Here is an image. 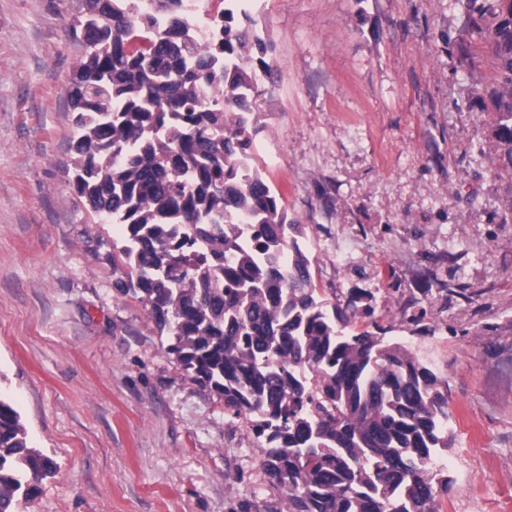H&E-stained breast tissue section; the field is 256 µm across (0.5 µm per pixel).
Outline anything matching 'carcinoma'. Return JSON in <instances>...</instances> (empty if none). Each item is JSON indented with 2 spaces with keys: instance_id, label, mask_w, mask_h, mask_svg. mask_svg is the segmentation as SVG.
Returning <instances> with one entry per match:
<instances>
[{
  "instance_id": "carcinoma-1",
  "label": "carcinoma",
  "mask_w": 512,
  "mask_h": 512,
  "mask_svg": "<svg viewBox=\"0 0 512 512\" xmlns=\"http://www.w3.org/2000/svg\"><path fill=\"white\" fill-rule=\"evenodd\" d=\"M197 42L184 0H85L86 53L66 85L73 187L95 224H117L112 282L139 300L167 352L264 438L269 490L286 512H439L448 478V383L413 351L354 331L372 306L319 297L305 225L253 163L274 75L245 0H211ZM490 45L494 135L512 170V0ZM251 227L244 236L242 225ZM0 395V512H18L55 470Z\"/></svg>"
}]
</instances>
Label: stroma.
Here are the masks:
<instances>
[{
	"mask_svg": "<svg viewBox=\"0 0 512 512\" xmlns=\"http://www.w3.org/2000/svg\"><path fill=\"white\" fill-rule=\"evenodd\" d=\"M256 0L277 75L251 154L319 296L364 288L448 383L441 512H512V175L493 135L495 0ZM84 0H0V394L54 459L25 512H281L250 422L113 288L111 224L66 170ZM435 285L418 294L424 275Z\"/></svg>",
	"mask_w": 512,
	"mask_h": 512,
	"instance_id": "obj_1",
	"label": "stroma"
}]
</instances>
